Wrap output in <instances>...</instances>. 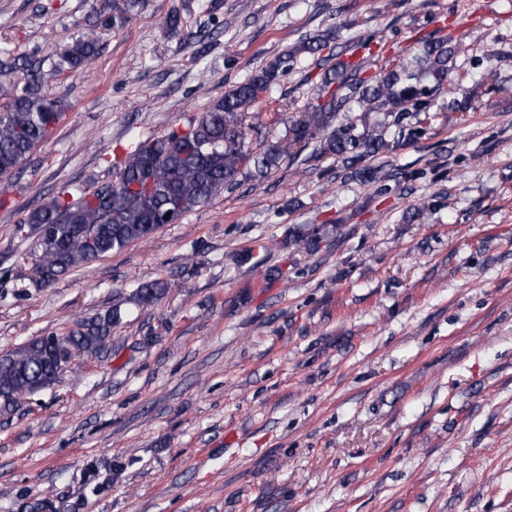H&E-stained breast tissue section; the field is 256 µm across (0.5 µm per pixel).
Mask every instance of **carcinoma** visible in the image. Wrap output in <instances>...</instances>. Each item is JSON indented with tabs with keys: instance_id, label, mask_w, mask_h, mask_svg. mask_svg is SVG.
<instances>
[{
	"instance_id": "carcinoma-1",
	"label": "carcinoma",
	"mask_w": 512,
	"mask_h": 512,
	"mask_svg": "<svg viewBox=\"0 0 512 512\" xmlns=\"http://www.w3.org/2000/svg\"><path fill=\"white\" fill-rule=\"evenodd\" d=\"M138 0H101L98 17L104 26L129 23ZM165 26L173 35L190 40L177 12ZM342 26L305 35L275 59L224 90V97L201 113L185 130L168 134H135L119 146L112 179L57 196L29 211L23 223L36 230L31 245L34 275L40 285L85 268L128 245L149 241L164 224L209 204L239 184L267 178L281 164L293 161V149L313 147L317 157H329L353 170L365 184L382 182L387 174L364 166L369 157L400 147L414 134L403 121L411 116L429 120L432 93L446 84L462 83L451 65L461 44L451 35L425 40L412 57L398 65L380 67L377 75H362V62L349 49L366 47L343 38ZM99 54L98 42L83 38L55 54L0 51V73L16 74L20 82L0 83V178L16 172L34 148L64 119L68 104L53 91L57 78L82 67ZM313 57L318 82L302 112L285 115L288 143L270 141L253 148L247 132L249 109L281 85L300 59ZM398 135L387 139L389 128ZM296 248L315 253L322 226L288 231ZM175 284L162 280L138 285L130 302L149 307L160 302ZM121 320L115 306L80 320L61 334L31 338L0 355V416L13 414L22 401L54 385L66 373L64 360L74 355L100 357L110 350L112 327Z\"/></svg>"
}]
</instances>
